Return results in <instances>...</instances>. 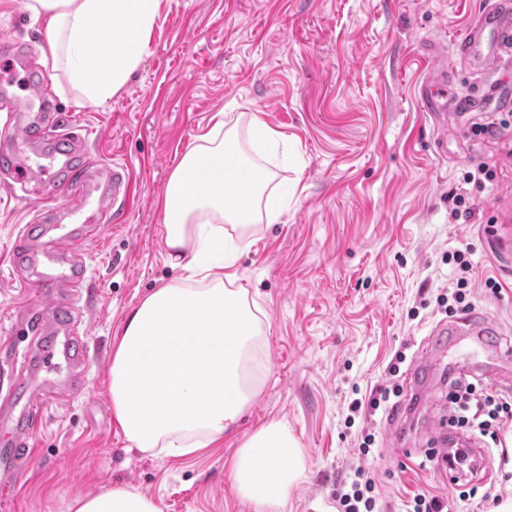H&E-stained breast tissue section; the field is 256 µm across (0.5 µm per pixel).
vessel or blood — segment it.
<instances>
[{
	"instance_id": "1",
	"label": "vessel or blood",
	"mask_w": 512,
	"mask_h": 512,
	"mask_svg": "<svg viewBox=\"0 0 512 512\" xmlns=\"http://www.w3.org/2000/svg\"><path fill=\"white\" fill-rule=\"evenodd\" d=\"M455 55L472 74L512 71V11L496 4L485 8L456 43ZM0 56L24 70L25 98L7 97L14 111V144L0 147V172L26 184L35 171L21 161L17 146H37L36 157L50 184L67 188L63 202L46 212L45 223L24 225L11 253V265H25L43 288L38 301L21 317L29 342L21 356L22 370L9 376L0 397V489H12L20 468L33 453L45 404L78 393L88 356L82 332L80 302L88 279L86 249L99 240L102 225L111 223L114 208L127 191L130 172L122 165H100L79 152L66 128L56 97L43 80L25 71L21 44L0 41ZM431 66L419 88L425 112L440 134L448 132L449 114L468 117L512 106V81L495 79L467 93L448 85V65L439 48H431ZM500 326L488 315H463L440 324L422 345L419 363L430 360L442 345L468 340L477 349L498 344Z\"/></svg>"
}]
</instances>
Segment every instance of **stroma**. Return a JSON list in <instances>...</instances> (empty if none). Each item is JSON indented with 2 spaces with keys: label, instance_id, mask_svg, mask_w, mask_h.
Returning <instances> with one entry per match:
<instances>
[{
  "label": "stroma",
  "instance_id": "stroma-1",
  "mask_svg": "<svg viewBox=\"0 0 512 512\" xmlns=\"http://www.w3.org/2000/svg\"><path fill=\"white\" fill-rule=\"evenodd\" d=\"M26 2L0 0V38L33 46L34 66L86 129L87 150L100 163L127 164L132 182L115 222L87 248L94 360L86 384L44 409L8 512H68L74 496L117 486L151 497L160 512H255L234 491L230 465L244 436L271 420L288 422L307 458L280 512H336L337 482L362 461L376 471L390 512H405L422 488L447 499L448 512H495L512 495V427L470 476L475 497L419 463L444 434L455 365L478 359L500 377L499 392L512 394V362L464 342L448 347L399 419L379 412L346 422L349 401L385 383L396 352L406 354L397 380L410 388L411 361L446 318L436 297L456 277V252L473 264L474 311L495 316L502 344L512 345V126L479 137L472 122L449 119L443 156L418 101L425 42L453 48L493 0H160L138 66L100 102L44 66L45 25ZM253 113L288 138L286 154L252 152L275 172L287 203L278 223L258 224L230 268L266 314L267 379L220 446L148 456L112 419V348L128 314L177 277L163 235L171 172L218 115L238 121L249 140ZM482 164L492 179L467 181ZM459 194L474 209L455 221L448 198ZM52 204L42 179L26 195L0 175V344L32 297L25 270L11 267V245L38 206ZM489 277L499 293L486 290ZM365 431L375 442L362 460Z\"/></svg>",
  "mask_w": 512,
  "mask_h": 512
}]
</instances>
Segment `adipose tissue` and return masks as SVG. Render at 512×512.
Here are the masks:
<instances>
[{"mask_svg": "<svg viewBox=\"0 0 512 512\" xmlns=\"http://www.w3.org/2000/svg\"><path fill=\"white\" fill-rule=\"evenodd\" d=\"M159 0H27L47 20L52 69L66 67L73 86L102 101L139 63ZM105 27V39H90ZM281 135L259 117L250 120V146L237 126L217 122L185 154L168 181L164 243L180 277L155 290L127 316L109 369L112 414L133 448L149 456H185L221 442L265 384L260 355L265 323L249 291L227 269L245 250L258 218L278 221L283 198L270 191L271 171L249 147L272 149ZM248 180L246 199L228 203ZM299 438L283 420L249 433L232 461L231 476L255 512H279L304 478ZM69 512H160L147 495L115 487L75 496Z\"/></svg>", "mask_w": 512, "mask_h": 512, "instance_id": "1", "label": "adipose tissue"}]
</instances>
